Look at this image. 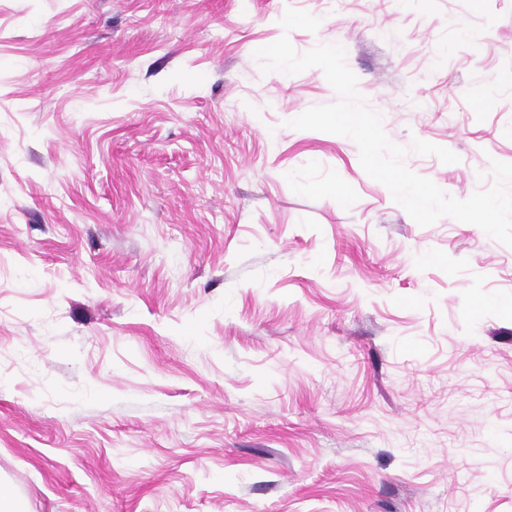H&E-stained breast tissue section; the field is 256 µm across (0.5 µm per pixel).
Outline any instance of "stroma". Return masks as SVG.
Returning <instances> with one entry per match:
<instances>
[{
  "mask_svg": "<svg viewBox=\"0 0 512 512\" xmlns=\"http://www.w3.org/2000/svg\"><path fill=\"white\" fill-rule=\"evenodd\" d=\"M321 20L284 31L286 8ZM405 165L512 163V0H0V482L24 512H512V247L419 226Z\"/></svg>",
  "mask_w": 512,
  "mask_h": 512,
  "instance_id": "stroma-1",
  "label": "stroma"
}]
</instances>
